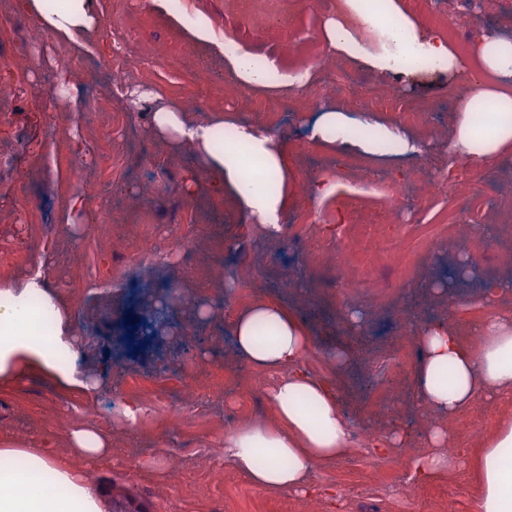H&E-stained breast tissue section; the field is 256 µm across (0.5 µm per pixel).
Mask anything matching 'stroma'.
Listing matches in <instances>:
<instances>
[{
  "mask_svg": "<svg viewBox=\"0 0 512 512\" xmlns=\"http://www.w3.org/2000/svg\"><path fill=\"white\" fill-rule=\"evenodd\" d=\"M113 2L97 0L99 49L79 56V69L68 74L77 91H97L98 106L90 113L63 106L44 109L48 86L58 78L53 62L61 43L52 33L35 29L26 19L22 32L0 28V86L6 89L0 97V255L11 259L0 270V280H22L41 255L49 256L51 286L73 302L71 324L80 339L81 369L102 387L86 399L96 410L92 423L111 427L112 406L104 390L112 385L149 401L155 410L144 427L113 434L112 464L95 472L108 512H329L322 497L257 488L223 461L225 430L267 412L257 384L277 379L276 373L253 371L237 358L224 316L225 307L237 311L261 299L280 304L306 325L315 340L303 361L310 374L330 373L332 346L354 350L342 373L341 400L349 433L356 438L354 451L317 469L314 485L337 490L345 512H474L479 486L467 464L492 434L502 406L480 400L465 413L470 429L453 438L460 471L427 486L411 480L400 454L376 458L357 436L364 430L385 434L398 428L409 436L411 455L419 454L420 438L432 419L412 401L420 353L403 349L410 338L408 323L449 318L465 340H472L487 284L512 279V265L493 245L475 251L451 238L439 250L419 252L412 268L381 266L379 290L359 289L357 305H348L350 291L340 286L337 271L317 267L315 259L335 250L346 234L352 215L345 198L365 177L357 168L358 156L330 154V167L319 174L320 181L338 186L340 197L297 192L290 198L287 213L296 219L297 245L280 236L266 238L228 198L208 191L207 176L191 152L172 150L155 134L150 106L135 107L113 97L100 69L113 28L123 27L130 45L157 61L153 84L163 101L180 104L194 96L207 115L233 121L240 114L221 82L227 73L223 63L207 57L199 71L174 63V41L188 34L161 0H121L118 8ZM182 9L207 17L216 34H237L258 58L283 71L315 63L325 49L327 15L308 0H292L288 6L296 34L291 43L281 35L254 36L238 0H183ZM366 87L421 102L428 111L416 128L430 142L428 154L382 159L386 178L366 200L373 217L384 219V234L399 237L447 208L457 193L453 180L446 179L434 198L410 206L401 222L386 218L393 188L408 185L421 171L443 176L459 107L456 80L426 77L401 87L371 75ZM286 93L275 87L261 93L260 101L265 111L277 115L278 136L299 183L305 179L300 157L312 147L308 129L316 111L302 105L292 112L281 108ZM74 133L87 154L81 159L82 183L72 187L57 148ZM191 178L200 184L193 198L182 191ZM75 199L90 214H107L116 225L114 233L73 231L65 211ZM40 219L54 225L53 238L41 239ZM215 230L225 245L223 270L191 278L181 259L172 257L148 274L131 268L126 286L113 287L112 263L127 257L129 243L146 237L160 246L176 233L194 240ZM285 280L290 288H282ZM417 284L422 287L418 293L413 290ZM353 310L359 321L352 326L346 316ZM147 319L155 325L153 338L127 340V333ZM188 375L196 379L199 400L181 433L188 466L175 481L155 476L151 467L168 461L166 402ZM75 397L52 378L28 372L11 392H0V430L20 438L43 431L63 437L58 421Z\"/></svg>",
  "mask_w": 512,
  "mask_h": 512,
  "instance_id": "1",
  "label": "stroma"
}]
</instances>
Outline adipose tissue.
I'll list each match as a JSON object with an SVG mask.
<instances>
[{
  "label": "adipose tissue",
  "instance_id": "ef3b65f1",
  "mask_svg": "<svg viewBox=\"0 0 512 512\" xmlns=\"http://www.w3.org/2000/svg\"><path fill=\"white\" fill-rule=\"evenodd\" d=\"M14 2L36 29L54 33L72 51H88L95 0H58L51 11L42 0ZM179 20L206 54L224 59L246 86L278 84L299 91L310 77L306 70L282 72L243 47L227 48L204 16L183 14ZM323 35L337 58L354 60L383 80H408L414 59L423 61L430 73L458 75L463 95L448 141L449 162L480 170L512 156V91L502 89L512 81V39L488 32L470 54H461L449 33L402 16L397 0H336V16L327 20ZM483 103L490 104V112L479 113ZM151 124L171 148L192 152L214 193L230 197L268 235L279 232L291 180L285 151L275 136L241 121L221 141L217 135L224 128L223 116L199 119L176 104L156 106ZM357 127L372 128V136H354ZM309 139L337 153L368 159L418 158L429 148L425 138L398 123L377 120L364 107L355 112L319 110ZM249 162L277 173L280 189L270 192L246 180L243 169ZM45 265V260L36 261L22 283L0 284V387L14 386L24 367L32 365L63 387L94 392L96 379L83 375L78 363L69 303L50 286ZM260 323L273 330L268 342L255 337ZM410 327L421 352L414 404L434 415L436 423L424 436V453L411 458L408 466L416 483L427 484L460 466L447 451L449 421L477 399L512 400V313L487 305L475 326V345L449 320L414 321ZM230 332L239 359L253 370L276 371L280 377L265 392L269 416L225 432V462L257 487L311 493L314 471L352 451L335 381L313 377L303 368L312 338L301 320L279 304H249L236 313ZM66 444L62 451L49 434L37 439L0 434V512H106L90 471L111 455V435L80 422L69 427ZM260 450L265 453L261 464L256 461ZM474 468L480 487L476 512H512V415L499 418L494 434L482 442Z\"/></svg>",
  "mask_w": 512,
  "mask_h": 512
}]
</instances>
